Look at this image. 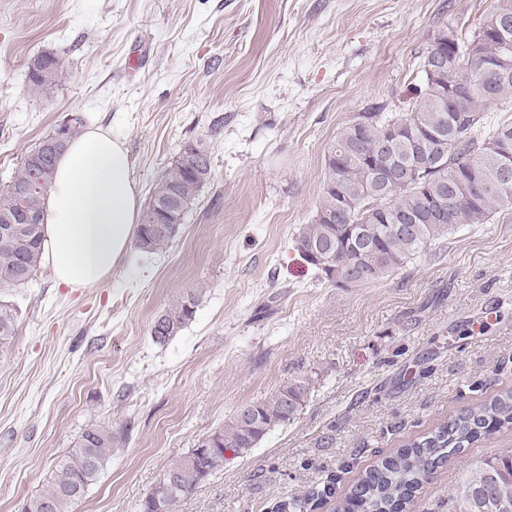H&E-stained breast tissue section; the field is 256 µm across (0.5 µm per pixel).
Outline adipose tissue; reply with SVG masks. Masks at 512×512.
Here are the masks:
<instances>
[{
	"instance_id": "1",
	"label": "adipose tissue",
	"mask_w": 512,
	"mask_h": 512,
	"mask_svg": "<svg viewBox=\"0 0 512 512\" xmlns=\"http://www.w3.org/2000/svg\"><path fill=\"white\" fill-rule=\"evenodd\" d=\"M142 215L124 144L100 127L71 140L58 157L43 213V258L59 285L107 284Z\"/></svg>"
}]
</instances>
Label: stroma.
I'll list each match as a JSON object with an SVG mask.
<instances>
[{"mask_svg": "<svg viewBox=\"0 0 512 512\" xmlns=\"http://www.w3.org/2000/svg\"><path fill=\"white\" fill-rule=\"evenodd\" d=\"M498 0H0V189L72 113L111 130L142 197L188 142L211 177L163 251L129 250L99 288L40 266L0 301V512L45 490L86 425L112 458L73 512H137L169 465L241 406L309 375L302 411L225 463L177 512H272L369 466L483 393L512 388V209L461 224L365 287L318 282L292 239L319 207L337 133L379 107L404 112L439 35L464 42ZM67 82L28 88L31 58ZM140 56L137 68L129 59ZM195 291L192 320L158 343L154 320ZM504 430L450 455L407 512H448Z\"/></svg>", "mask_w": 512, "mask_h": 512, "instance_id": "obj_1", "label": "stroma"}]
</instances>
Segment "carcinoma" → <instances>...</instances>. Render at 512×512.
<instances>
[{"instance_id":"obj_1","label":"carcinoma","mask_w":512,"mask_h":512,"mask_svg":"<svg viewBox=\"0 0 512 512\" xmlns=\"http://www.w3.org/2000/svg\"><path fill=\"white\" fill-rule=\"evenodd\" d=\"M512 0H498L481 28L460 45L446 35L424 56L425 86L408 112H361L341 129L325 154L327 177L316 216L293 239L300 258L319 278L337 288L368 285L393 273L459 224H485L512 206V119L486 128V109L512 108ZM443 55L439 77L428 71L430 56ZM66 78L54 54L35 56L29 89L37 95ZM39 141L22 158L0 191V288L26 284L41 265L42 213L60 152ZM387 146V161L407 169L404 184L389 185L375 159ZM211 175L209 153L185 145L178 160L156 182L137 229L136 247L145 253L165 248L178 234L186 211ZM35 224H6L19 211ZM199 296L190 292L153 323L151 336L164 342L192 319ZM17 309L0 303V345L15 330ZM307 375L285 381L262 401L236 411L223 427L201 436L166 470L140 504V512H175L182 500L214 472L227 454L242 458L276 427L295 419L314 392ZM512 429V389H504L461 410L367 470L350 487L338 512H398L427 480L432 460L482 436ZM112 428L90 423L77 448L59 464L53 481L30 497L22 512H72L112 457ZM333 494L330 485L292 500L295 512ZM448 512H512V452L471 465L459 489L448 497Z\"/></svg>"}]
</instances>
